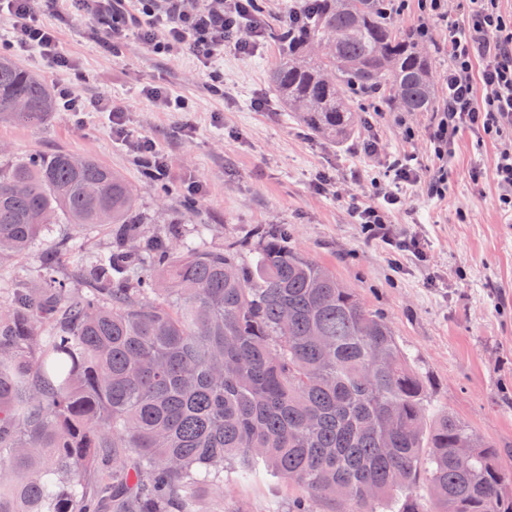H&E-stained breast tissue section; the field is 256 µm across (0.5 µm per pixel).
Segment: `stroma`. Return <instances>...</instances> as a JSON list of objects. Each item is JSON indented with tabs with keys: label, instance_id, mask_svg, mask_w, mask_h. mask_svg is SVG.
Masks as SVG:
<instances>
[{
	"label": "stroma",
	"instance_id": "stroma-1",
	"mask_svg": "<svg viewBox=\"0 0 512 512\" xmlns=\"http://www.w3.org/2000/svg\"><path fill=\"white\" fill-rule=\"evenodd\" d=\"M68 7L59 0L39 21L57 31L70 66L51 67L37 53L10 46L4 18L0 51H11L53 92L111 97L133 137L154 140L166 155L169 173L145 179L101 112L60 110L36 126L0 124V152L66 150L100 160L132 186L149 217L140 227L145 237L171 228L187 237L204 224L211 246L220 248L252 240L264 224L284 228L289 245L387 318L426 376L434 408L464 420L512 460V211L498 201L496 144L465 132L448 161H439L430 143L433 113L403 112L374 94L355 97L354 133L330 143L277 103L268 81L278 59L272 36L249 55L225 49L206 72L190 52L158 55L135 39L111 53L91 25L67 21ZM447 15L423 44L441 105L448 99V30L465 24L456 6ZM149 87L188 100L189 111L159 109L144 94ZM369 139L377 141V155L362 151ZM397 159L409 161L416 182H394L390 166ZM194 180L205 193L185 213L181 205ZM376 183L401 196L388 221L397 237L420 239L424 258L394 253L356 224L351 199L372 201ZM115 242L106 226L50 225L25 256L0 260V307L19 273L39 282L51 272L79 287L80 255L108 251ZM201 493L213 512H288L300 489L267 474L246 479L228 467L223 491L207 485Z\"/></svg>",
	"mask_w": 512,
	"mask_h": 512
}]
</instances>
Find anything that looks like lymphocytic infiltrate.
Here are the masks:
<instances>
[{
    "mask_svg": "<svg viewBox=\"0 0 512 512\" xmlns=\"http://www.w3.org/2000/svg\"><path fill=\"white\" fill-rule=\"evenodd\" d=\"M56 0H0V16L10 21L13 43L33 50L50 66L65 65L54 29L39 24L36 15ZM77 18L89 21L103 44L118 49L130 36H138L155 53L191 51L203 68H211L231 46L251 51L263 35L259 20L246 14L248 0H72ZM466 15V27L448 38V101L440 114L434 138L437 153H444L454 136L468 129L478 135L499 134L512 128V23L500 14L498 0H457ZM69 112H105L117 139L130 141L138 160L155 177L167 172V159L153 141L131 139L125 112L111 99L88 102L71 90L61 91ZM377 203L353 200L352 213L367 233L386 237V214L398 204V195L377 188Z\"/></svg>",
    "mask_w": 512,
    "mask_h": 512,
    "instance_id": "f902f5d3",
    "label": "lymphocytic infiltrate"
}]
</instances>
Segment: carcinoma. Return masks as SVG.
<instances>
[{"label":"carcinoma","mask_w":512,"mask_h":512,"mask_svg":"<svg viewBox=\"0 0 512 512\" xmlns=\"http://www.w3.org/2000/svg\"><path fill=\"white\" fill-rule=\"evenodd\" d=\"M382 7L302 0L270 28L271 84L315 135L350 134L357 92L434 109L429 58ZM55 105L0 55L1 121ZM147 221L92 157L0 155V256L51 224L120 226L117 250L79 258L82 287L50 274L0 309V512H207L197 488L223 489L228 464L299 485L291 512H512L496 445L456 456L479 435L432 412L389 322L285 230L257 228L253 249L171 246L138 238Z\"/></svg>","instance_id":"obj_1"}]
</instances>
